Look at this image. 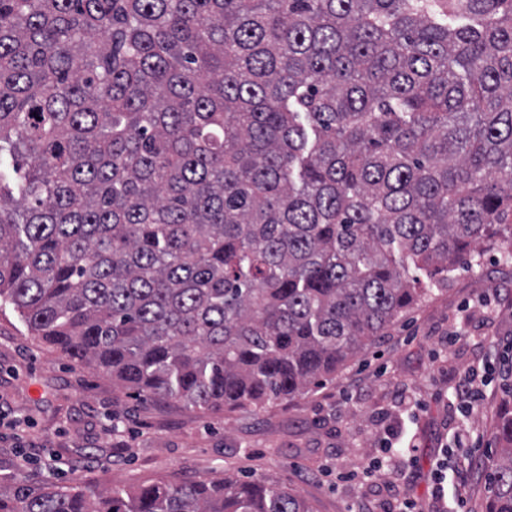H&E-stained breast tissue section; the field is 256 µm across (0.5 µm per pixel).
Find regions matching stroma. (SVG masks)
<instances>
[{
  "label": "stroma",
  "instance_id": "stroma-1",
  "mask_svg": "<svg viewBox=\"0 0 512 512\" xmlns=\"http://www.w3.org/2000/svg\"><path fill=\"white\" fill-rule=\"evenodd\" d=\"M482 251L479 266L450 272L446 289L335 378L260 410L141 402L34 340L2 307L0 480L134 489L231 476L288 486L315 512H386L406 497L439 512L459 495L467 512H483L494 410L512 386V266L498 261L500 239ZM471 373L483 385L468 417L455 387ZM20 448L31 455L22 469Z\"/></svg>",
  "mask_w": 512,
  "mask_h": 512
}]
</instances>
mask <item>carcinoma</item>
<instances>
[{
	"label": "carcinoma",
	"mask_w": 512,
	"mask_h": 512,
	"mask_svg": "<svg viewBox=\"0 0 512 512\" xmlns=\"http://www.w3.org/2000/svg\"><path fill=\"white\" fill-rule=\"evenodd\" d=\"M0 301L145 402L293 400L508 232L512 0H0ZM426 273L427 280L409 274ZM485 512H512V396ZM0 512H313L226 477Z\"/></svg>",
	"instance_id": "carcinoma-1"
}]
</instances>
